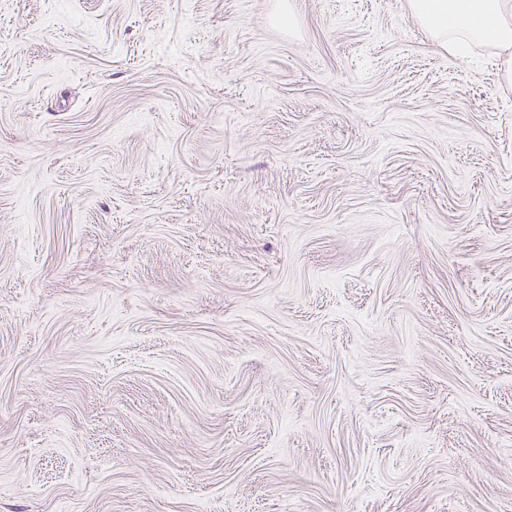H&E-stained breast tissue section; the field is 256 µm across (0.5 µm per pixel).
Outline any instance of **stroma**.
Returning a JSON list of instances; mask_svg holds the SVG:
<instances>
[{
	"label": "stroma",
	"instance_id": "35a3bbf8",
	"mask_svg": "<svg viewBox=\"0 0 512 512\" xmlns=\"http://www.w3.org/2000/svg\"><path fill=\"white\" fill-rule=\"evenodd\" d=\"M0 512H512L495 48L0 0Z\"/></svg>",
	"mask_w": 512,
	"mask_h": 512
}]
</instances>
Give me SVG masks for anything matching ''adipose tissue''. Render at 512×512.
Wrapping results in <instances>:
<instances>
[{"label": "adipose tissue", "mask_w": 512, "mask_h": 512, "mask_svg": "<svg viewBox=\"0 0 512 512\" xmlns=\"http://www.w3.org/2000/svg\"><path fill=\"white\" fill-rule=\"evenodd\" d=\"M438 47L455 50L457 35L494 46L500 70L512 84V0H407Z\"/></svg>", "instance_id": "ef3b65f1"}]
</instances>
